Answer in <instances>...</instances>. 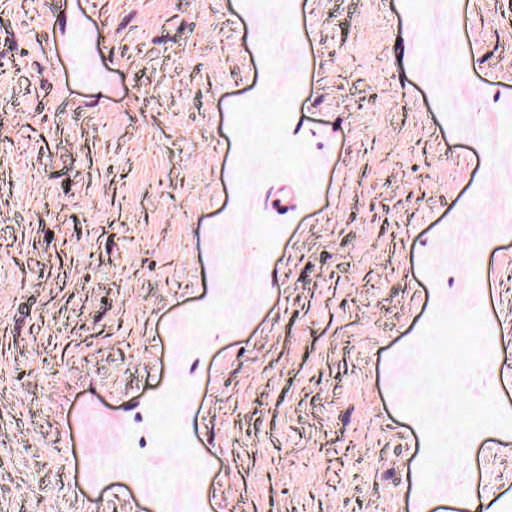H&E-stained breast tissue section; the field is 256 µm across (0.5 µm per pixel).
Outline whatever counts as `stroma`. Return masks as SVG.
I'll list each match as a JSON object with an SVG mask.
<instances>
[{"label": "stroma", "mask_w": 512, "mask_h": 512, "mask_svg": "<svg viewBox=\"0 0 512 512\" xmlns=\"http://www.w3.org/2000/svg\"><path fill=\"white\" fill-rule=\"evenodd\" d=\"M438 307L512 412V0H0V512H512Z\"/></svg>", "instance_id": "stroma-1"}]
</instances>
